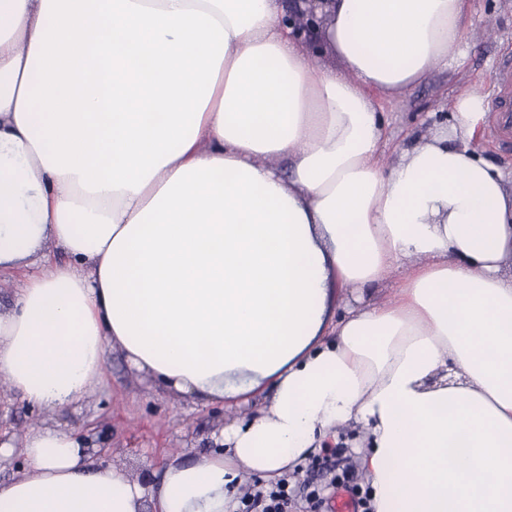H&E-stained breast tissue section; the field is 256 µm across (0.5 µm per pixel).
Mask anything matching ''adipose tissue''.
<instances>
[{
  "mask_svg": "<svg viewBox=\"0 0 512 512\" xmlns=\"http://www.w3.org/2000/svg\"><path fill=\"white\" fill-rule=\"evenodd\" d=\"M0 0V381L66 411L129 364L248 408L129 482L29 435L0 512H237L360 429L375 512H512V169L488 96L386 166L378 107L466 52L473 0ZM66 260L50 262L46 244ZM381 302L337 312L388 281ZM303 2L306 7L295 8L288 14V25L291 26L293 32L297 34L308 33L319 22L317 10L321 8L327 0H296Z\"/></svg>",
  "mask_w": 512,
  "mask_h": 512,
  "instance_id": "1",
  "label": "adipose tissue"
}]
</instances>
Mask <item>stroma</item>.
Returning a JSON list of instances; mask_svg holds the SVG:
<instances>
[{
	"instance_id": "obj_1",
	"label": "stroma",
	"mask_w": 512,
	"mask_h": 512,
	"mask_svg": "<svg viewBox=\"0 0 512 512\" xmlns=\"http://www.w3.org/2000/svg\"><path fill=\"white\" fill-rule=\"evenodd\" d=\"M475 8L471 48L463 61L434 70L396 98L380 100L390 134L386 161H396L413 140L448 128L459 89L494 95L498 63L512 55V0H475ZM232 415V409L223 405L204 407L156 385L132 370L115 347L107 357L103 385L67 412L38 408L0 387V439L16 449L13 457L0 463V485L22 469L21 449L31 431L41 426L76 430L97 460L137 481L145 472H159L165 459L209 453L215 432Z\"/></svg>"
}]
</instances>
